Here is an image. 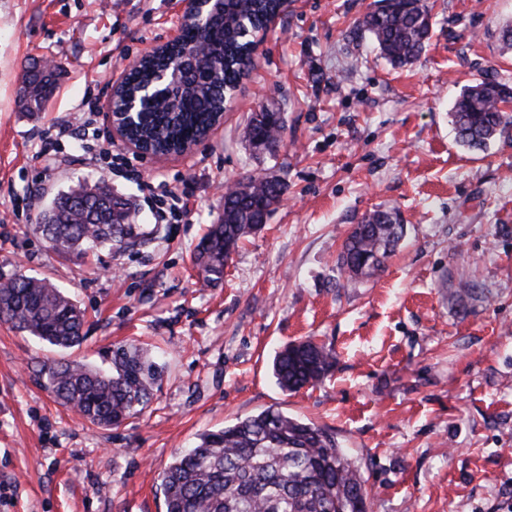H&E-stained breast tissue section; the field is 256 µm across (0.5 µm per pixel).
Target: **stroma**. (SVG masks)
<instances>
[{"instance_id": "1", "label": "stroma", "mask_w": 512, "mask_h": 512, "mask_svg": "<svg viewBox=\"0 0 512 512\" xmlns=\"http://www.w3.org/2000/svg\"><path fill=\"white\" fill-rule=\"evenodd\" d=\"M371 3L289 0L223 124L191 154L143 157L113 139L103 107L169 39L180 0H0V276L48 278L87 317L64 352L0 322V512H165L175 454L268 408L335 431L369 512H512V141L467 150L449 115L487 76L512 86V0H435L426 50L396 69L355 28ZM31 57L65 67L34 114L17 104ZM86 100L113 150L93 167L76 159ZM258 112L283 117L275 151L242 137ZM44 144L60 166L39 158ZM88 174L133 197L155 240L49 250L42 208ZM251 175L287 190L223 285L205 287L192 253L225 186ZM161 181L185 203L178 223L155 222L147 187ZM376 209L397 210L406 237L381 272L347 280L342 244ZM308 337L335 350L334 370L283 392L273 357ZM122 344L157 367L140 415L101 428L55 401L49 365L105 368Z\"/></svg>"}]
</instances>
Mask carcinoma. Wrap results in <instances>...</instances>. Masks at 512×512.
I'll use <instances>...</instances> for the list:
<instances>
[{
    "label": "carcinoma",
    "mask_w": 512,
    "mask_h": 512,
    "mask_svg": "<svg viewBox=\"0 0 512 512\" xmlns=\"http://www.w3.org/2000/svg\"><path fill=\"white\" fill-rule=\"evenodd\" d=\"M281 0H224V15L213 16L206 33L212 50L197 66L195 86L176 91L171 110H147L130 135L153 151L177 150L203 137L220 111L224 93L249 72L251 38L263 21L281 10ZM428 0H377L357 20L381 55L394 66L415 61L429 39ZM183 49L166 50L134 65L115 104L151 84L158 70L173 67ZM64 71L47 74L25 66L20 94L25 112H43ZM512 87L488 77L464 89L451 117L458 141L482 150L495 138L512 137ZM285 130L275 112H261L244 128V138L261 150H275ZM284 181L249 176L228 184L224 217L210 225L193 253L203 284L224 281V267L242 238L261 229V218L283 195ZM133 202L103 181L79 180L58 192L42 210L39 231L57 252L82 254L90 247L128 248L134 234ZM406 225L391 210L366 215L347 235L339 265L348 278L382 270L400 244ZM0 321L58 350L82 345L85 315L76 301L45 278L15 275L0 279ZM336 365L335 353L311 339L289 342L273 360L278 387L295 392L321 381ZM48 382L59 403L82 420L119 427L146 408L156 376L152 363L133 346L112 350V368L83 363L48 367ZM166 512H367V492L356 462L336 434L279 409L268 408L217 431L200 435L162 475Z\"/></svg>",
    "instance_id": "cac0c4a2"
}]
</instances>
